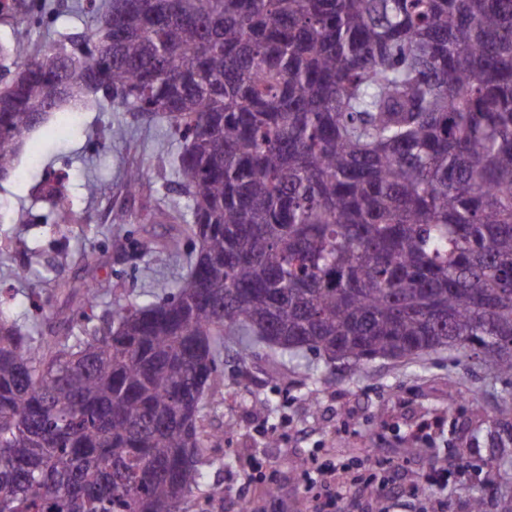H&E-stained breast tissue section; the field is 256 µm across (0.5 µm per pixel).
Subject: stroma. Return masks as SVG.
<instances>
[{"instance_id": "1", "label": "stroma", "mask_w": 512, "mask_h": 512, "mask_svg": "<svg viewBox=\"0 0 512 512\" xmlns=\"http://www.w3.org/2000/svg\"><path fill=\"white\" fill-rule=\"evenodd\" d=\"M80 2L46 0L38 29L20 15L0 17V42L25 40L36 50L83 30ZM72 110L79 116L76 131L67 125ZM72 110L51 112L19 153L15 171L0 181V302L27 327L49 328V314L65 305L58 282L79 289L103 283L106 293L94 309L99 317L180 279L195 250L176 225L141 217L145 195L163 207L181 200L165 174L163 129L137 114L113 112L99 96ZM136 168L143 187L133 192L126 173ZM90 178L100 185L93 196L84 189ZM47 184L64 185L75 220L55 222L43 194ZM117 212L130 221L122 252L112 246ZM174 235L178 253L156 256L154 246ZM238 349L236 337H225L224 373L204 396L205 426L215 435L208 482L222 491L223 512H240L244 500L251 512H272L276 498L285 512H299L314 458L352 467L365 458L388 464L405 485L424 484L432 469L447 470V488L430 491L447 503V512H471L477 495L484 512H501L512 501V482L498 477L500 469L512 468V378L449 350L377 359L356 370L261 344L244 360ZM423 421L431 425L427 441L413 437ZM255 461L272 465L275 492L252 471Z\"/></svg>"}]
</instances>
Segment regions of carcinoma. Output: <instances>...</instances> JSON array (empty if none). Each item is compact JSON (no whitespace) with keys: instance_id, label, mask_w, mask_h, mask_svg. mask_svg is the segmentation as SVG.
<instances>
[{"instance_id":"carcinoma-1","label":"carcinoma","mask_w":512,"mask_h":512,"mask_svg":"<svg viewBox=\"0 0 512 512\" xmlns=\"http://www.w3.org/2000/svg\"><path fill=\"white\" fill-rule=\"evenodd\" d=\"M87 2L80 35L0 44V179L99 94L178 136L200 246L101 326L86 286L53 313L74 336L0 304V512H221L201 410L226 336L512 375V0Z\"/></svg>"}]
</instances>
